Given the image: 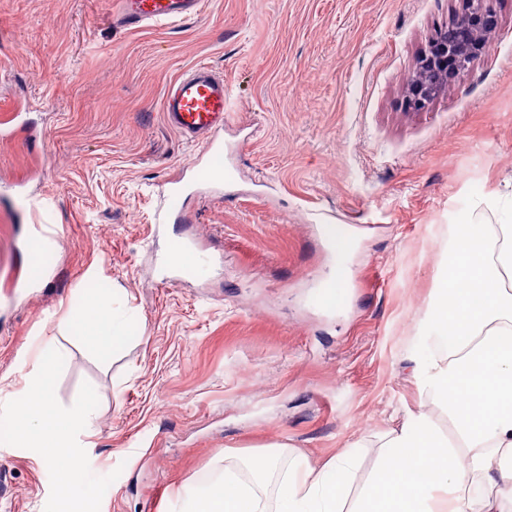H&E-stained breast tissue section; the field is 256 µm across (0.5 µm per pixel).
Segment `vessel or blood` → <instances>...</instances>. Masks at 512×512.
I'll list each match as a JSON object with an SVG mask.
<instances>
[{
    "mask_svg": "<svg viewBox=\"0 0 512 512\" xmlns=\"http://www.w3.org/2000/svg\"><path fill=\"white\" fill-rule=\"evenodd\" d=\"M117 21L124 26L161 24L198 16L202 0H118ZM162 112L167 125L200 141L208 155L206 166L195 170L197 183L224 180V151L218 138L229 118L228 89L208 68L197 67L173 81L165 91Z\"/></svg>",
    "mask_w": 512,
    "mask_h": 512,
    "instance_id": "obj_1",
    "label": "vessel or blood"
}]
</instances>
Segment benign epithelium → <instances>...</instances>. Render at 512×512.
Listing matches in <instances>:
<instances>
[{"label":"benign epithelium","instance_id":"obj_1","mask_svg":"<svg viewBox=\"0 0 512 512\" xmlns=\"http://www.w3.org/2000/svg\"><path fill=\"white\" fill-rule=\"evenodd\" d=\"M448 30L436 32L421 51L406 82L405 106L423 111L484 53L498 27L485 0H460Z\"/></svg>","mask_w":512,"mask_h":512}]
</instances>
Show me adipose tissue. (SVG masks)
Listing matches in <instances>:
<instances>
[{
  "instance_id": "ef3b65f1",
  "label": "adipose tissue",
  "mask_w": 512,
  "mask_h": 512,
  "mask_svg": "<svg viewBox=\"0 0 512 512\" xmlns=\"http://www.w3.org/2000/svg\"><path fill=\"white\" fill-rule=\"evenodd\" d=\"M453 227L443 273L408 355L422 394L448 419L410 411L380 437L374 469L356 483L359 443L324 464L295 457L279 471L275 455L225 465L210 482L190 485L172 512H512V494L486 488L512 482V193H478ZM499 214L496 224L476 212ZM67 329L109 357L127 323L112 300L89 289ZM62 354L45 352L14 399L15 438L43 449L45 464L68 458L70 495L86 498L73 433L87 427L93 397L64 410L52 386Z\"/></svg>"
}]
</instances>
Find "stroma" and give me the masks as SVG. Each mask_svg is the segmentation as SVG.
Segmentation results:
<instances>
[{
	"instance_id": "35a3bbf8",
	"label": "stroma",
	"mask_w": 512,
	"mask_h": 512,
	"mask_svg": "<svg viewBox=\"0 0 512 512\" xmlns=\"http://www.w3.org/2000/svg\"><path fill=\"white\" fill-rule=\"evenodd\" d=\"M118 0H0V429L41 349L58 404L95 394L77 452L94 495L0 432V512H167L225 459L278 445L322 465L432 405L407 356L456 215L512 181V0L486 54L421 112L416 57L458 0H204L201 16L114 24ZM223 75L228 177L164 122L168 84ZM62 239L29 263L38 226ZM349 241L334 250L326 230ZM204 259L164 260L171 238ZM348 274L336 302L324 287ZM96 276L129 319L109 362L65 327Z\"/></svg>"
}]
</instances>
